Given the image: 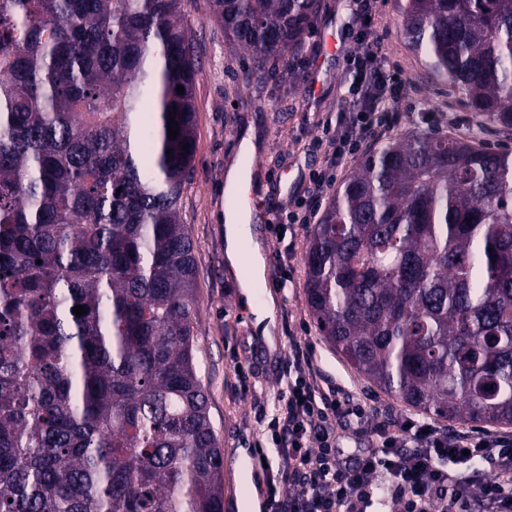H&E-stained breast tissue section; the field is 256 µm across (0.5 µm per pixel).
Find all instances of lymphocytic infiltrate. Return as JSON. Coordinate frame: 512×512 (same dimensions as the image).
I'll use <instances>...</instances> for the list:
<instances>
[{"instance_id": "f902f5d3", "label": "lymphocytic infiltrate", "mask_w": 512, "mask_h": 512, "mask_svg": "<svg viewBox=\"0 0 512 512\" xmlns=\"http://www.w3.org/2000/svg\"><path fill=\"white\" fill-rule=\"evenodd\" d=\"M356 51L345 60L351 79L344 93L354 108L336 115L326 166L312 171L306 197L289 223L311 210V199L353 159L391 116L387 101L401 100L405 83L380 47L356 30ZM308 355L296 350L297 376L274 400L268 423L279 455V481L268 486L265 512H367L385 497L391 512H512V436L483 431H441L425 420L396 421L369 429L367 447L344 455L334 425L367 429L359 404L323 397L301 371Z\"/></svg>"}]
</instances>
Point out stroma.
<instances>
[{"label": "stroma", "mask_w": 512, "mask_h": 512, "mask_svg": "<svg viewBox=\"0 0 512 512\" xmlns=\"http://www.w3.org/2000/svg\"><path fill=\"white\" fill-rule=\"evenodd\" d=\"M358 4L359 0H324L296 62V75L283 72L275 80L248 87L242 74L249 59L225 46L223 30L209 19L208 0H185L198 56L194 84L198 148L183 197V215L198 259L195 365L224 454V512H249V492L265 498L268 480L277 475L273 469H250L246 460L251 445L262 438L258 408L286 389V366L296 345L312 348L314 373L323 389H343L366 406L374 422L414 414L356 373L319 335L305 295L311 227L286 219L295 198L307 189L309 170L323 163L317 139L345 105L346 64L322 49L320 28L334 25L342 47H352L350 28L358 19ZM399 24L396 0H376L369 35L380 39L383 53L409 83L405 99L390 106L398 114L395 131L446 133L512 150V139L501 138L492 124L467 106L462 93L425 75L404 46ZM316 76L322 86L313 94L309 86ZM247 136L256 145L255 160L263 166L261 174L250 179V194L263 200L265 213L272 215L268 221L264 213L253 218L266 248V275L286 282L271 291L276 301L272 348L259 335L253 310L241 302L238 278L226 267L227 173L238 162L240 144Z\"/></svg>", "instance_id": "stroma-1"}]
</instances>
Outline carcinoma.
<instances>
[{
  "mask_svg": "<svg viewBox=\"0 0 512 512\" xmlns=\"http://www.w3.org/2000/svg\"><path fill=\"white\" fill-rule=\"evenodd\" d=\"M183 2L0 0V512H224L181 213ZM397 3L429 77L512 135V0ZM209 4L258 85L293 70L322 0ZM305 263L316 328L360 375L429 415L512 425V150L380 139Z\"/></svg>",
  "mask_w": 512,
  "mask_h": 512,
  "instance_id": "obj_1",
  "label": "carcinoma"
}]
</instances>
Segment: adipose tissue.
<instances>
[{"mask_svg":"<svg viewBox=\"0 0 512 512\" xmlns=\"http://www.w3.org/2000/svg\"><path fill=\"white\" fill-rule=\"evenodd\" d=\"M249 170L235 165L227 179L228 193L236 205L224 214L226 259L230 269L241 271L240 286L245 298H252L254 288L265 273L263 248L250 227L251 209L246 199Z\"/></svg>","mask_w":512,"mask_h":512,"instance_id":"ef3b65f1","label":"adipose tissue"}]
</instances>
